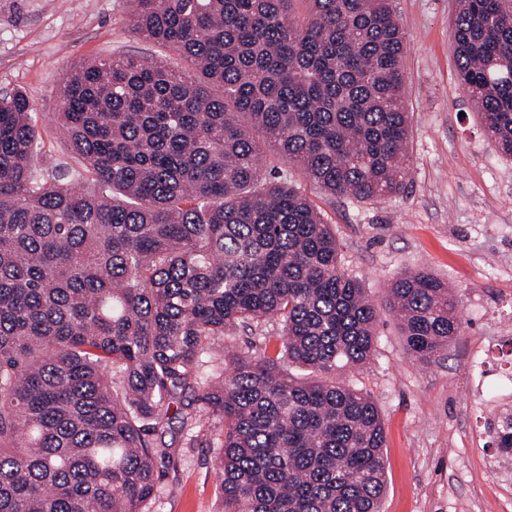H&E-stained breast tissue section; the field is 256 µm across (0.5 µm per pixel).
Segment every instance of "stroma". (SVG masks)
I'll return each mask as SVG.
<instances>
[{
	"label": "stroma",
	"mask_w": 512,
	"mask_h": 512,
	"mask_svg": "<svg viewBox=\"0 0 512 512\" xmlns=\"http://www.w3.org/2000/svg\"><path fill=\"white\" fill-rule=\"evenodd\" d=\"M405 36L403 100L410 166L403 193L380 202L308 195L340 245V264L382 304L393 279L422 269L458 291L464 326L432 364L406 352L397 321L380 312L375 355L337 380L371 396L385 428L381 512H512V482L485 431L512 394V160L486 138L458 79L456 0H395ZM184 69L173 51L132 33L122 0H0V93L26 91L38 110L42 161L71 159L57 131L70 66L104 55ZM179 450L160 473L150 512H220L217 431L202 423L166 435Z\"/></svg>",
	"instance_id": "obj_1"
}]
</instances>
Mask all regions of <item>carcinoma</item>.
<instances>
[{
	"instance_id": "carcinoma-1",
	"label": "carcinoma",
	"mask_w": 512,
	"mask_h": 512,
	"mask_svg": "<svg viewBox=\"0 0 512 512\" xmlns=\"http://www.w3.org/2000/svg\"><path fill=\"white\" fill-rule=\"evenodd\" d=\"M130 2L133 33L195 75L112 54L74 66L55 118L75 165L38 169L34 102L0 96V512H148L189 392L219 431L224 512H379L382 420L336 381L374 355L379 310L266 156L332 197L404 192L393 0ZM452 35L511 159L512 0H458ZM385 306L425 364L462 327L426 271L401 273ZM270 319L274 352L224 342ZM218 360L229 374H206ZM487 432L512 458V418Z\"/></svg>"
}]
</instances>
